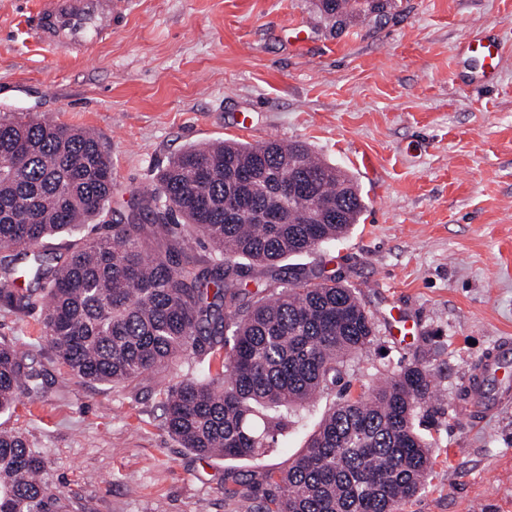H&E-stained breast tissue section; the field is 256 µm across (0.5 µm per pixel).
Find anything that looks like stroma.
<instances>
[{"mask_svg": "<svg viewBox=\"0 0 512 512\" xmlns=\"http://www.w3.org/2000/svg\"><path fill=\"white\" fill-rule=\"evenodd\" d=\"M38 2L0 0V114L95 132L113 219L136 212L171 157L224 139L299 141L357 181L359 224L288 265L341 278L373 317L371 344L344 367L349 395L415 359L434 373L432 472L402 512H512V406L478 419L462 397L476 360L512 336V0H375L334 24L316 0H134L111 41L76 58L29 40ZM293 21L305 51L288 43ZM469 36L504 48L491 85ZM242 113L252 131L236 130ZM0 342L48 381L0 413V430L38 452L66 512H246L229 476L286 467L338 399L296 412L260 460H203L166 432L160 398L198 359L88 383L52 349L40 308L3 299Z\"/></svg>", "mask_w": 512, "mask_h": 512, "instance_id": "35a3bbf8", "label": "stroma"}]
</instances>
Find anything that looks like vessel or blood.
<instances>
[{"instance_id": "vessel-or-blood-1", "label": "vessel or blood", "mask_w": 512, "mask_h": 512, "mask_svg": "<svg viewBox=\"0 0 512 512\" xmlns=\"http://www.w3.org/2000/svg\"><path fill=\"white\" fill-rule=\"evenodd\" d=\"M130 3L131 0H41L28 20L29 35L55 55L85 56L111 38L114 17ZM466 48L483 60L486 75L494 74L501 56L497 40L472 39ZM511 353L512 338L504 336L477 360L468 383L478 404L477 415L491 414L512 402V384L500 379Z\"/></svg>"}]
</instances>
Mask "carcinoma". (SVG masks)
<instances>
[{"mask_svg": "<svg viewBox=\"0 0 512 512\" xmlns=\"http://www.w3.org/2000/svg\"><path fill=\"white\" fill-rule=\"evenodd\" d=\"M360 0H318L335 21ZM0 297L41 304L46 336L71 373L101 385L132 381L191 355L220 370L161 390L163 424L201 459L254 460L288 427V413L341 382L346 360L373 340L356 289L277 264L360 221L358 186L300 142L191 146L160 171L144 218L112 225L67 253L45 240L87 224L112 196V161L91 132L26 115L0 118ZM311 182L288 198L287 178ZM192 227L210 256L173 238ZM260 268L280 285L243 291ZM41 371L0 343V412L37 399ZM433 401L432 374L413 362L365 396L339 394L306 450L249 512H401L424 487L431 443L416 419ZM20 434L0 431V512H61Z\"/></svg>", "mask_w": 512, "mask_h": 512, "instance_id": "cac0c4a2", "label": "carcinoma"}]
</instances>
